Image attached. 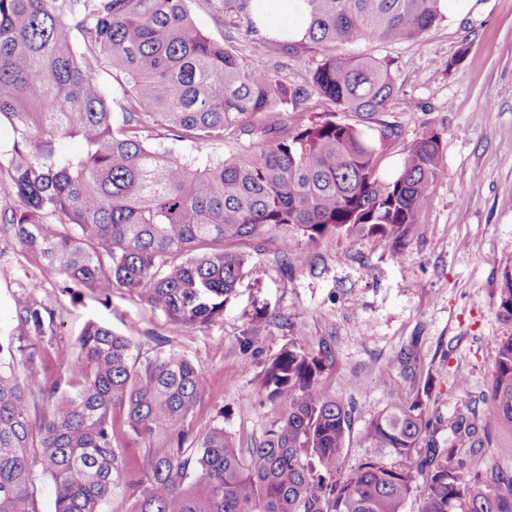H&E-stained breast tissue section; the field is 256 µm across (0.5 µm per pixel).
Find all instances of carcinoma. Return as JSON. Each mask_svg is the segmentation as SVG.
<instances>
[{
	"label": "carcinoma",
	"mask_w": 512,
	"mask_h": 512,
	"mask_svg": "<svg viewBox=\"0 0 512 512\" xmlns=\"http://www.w3.org/2000/svg\"><path fill=\"white\" fill-rule=\"evenodd\" d=\"M208 2L231 14L247 12L249 0ZM305 4V38L281 50L326 54L306 80L286 84L264 59L243 65L205 35L188 0H0V123L14 132L0 190L20 201L0 222L66 287L134 290L187 327L224 312L247 262L235 242L272 246L286 263L293 241L284 227L312 244L354 230L401 240L442 168L440 134L415 141L399 174L385 178L384 146L398 129L335 117L386 111L395 92L388 64L336 49L414 40L443 19L440 0ZM103 66L126 79L117 112ZM314 96L329 117L286 133L266 124L256 150L228 159L153 145L160 129L199 144L249 133L256 118L304 112ZM44 310L29 299L17 317L38 329ZM78 348L63 390L37 378L35 343L0 346V512H36L39 472L53 481L54 512H101L120 488L132 500L127 512H403L413 495L417 512H512V475H488L477 457L480 432H512V337L493 361L483 425L463 414L446 423L397 396L365 431L381 454L350 470L342 455L352 407L321 383L326 345L293 347L268 364L277 414L248 448L220 422L184 447L180 432L202 394L201 369L186 357L142 362L128 337L96 323ZM38 402L35 426L29 407ZM444 427L446 448L434 439ZM134 437L148 447L130 468L124 449ZM384 451L401 463L387 464Z\"/></svg>",
	"instance_id": "carcinoma-1"
}]
</instances>
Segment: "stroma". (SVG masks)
Instances as JSON below:
<instances>
[{"instance_id":"stroma-1","label":"stroma","mask_w":512,"mask_h":512,"mask_svg":"<svg viewBox=\"0 0 512 512\" xmlns=\"http://www.w3.org/2000/svg\"><path fill=\"white\" fill-rule=\"evenodd\" d=\"M190 9L203 33L240 62L264 57L283 81L308 77L323 58L319 50L284 53L249 32L244 16L218 13L207 0H192ZM344 51L387 61L395 80L377 119L402 134L388 144L383 173L426 132L441 136L443 166L402 253L381 237L342 233L320 241L325 263L312 273L300 265L305 237H297L286 266L274 251L238 244L248 261L223 314L187 328L123 288H64L0 226V345L34 339L44 382L70 373L91 322L130 337L140 359L177 352L202 371L201 397L183 426L187 438L220 421L247 447L276 416L266 366L285 348L328 343L333 358L322 383L356 406L343 451L348 468L374 456L364 431L395 395L425 396L430 413L447 421L460 413L486 417L492 363L512 337L501 294L512 273V0H474L467 13L417 40L363 41ZM260 140L253 133L198 145L165 135L157 144L179 156L222 158ZM31 297L48 309L38 330L17 319ZM412 344L419 358L408 372L397 357ZM461 372L464 388L456 384Z\"/></svg>"}]
</instances>
